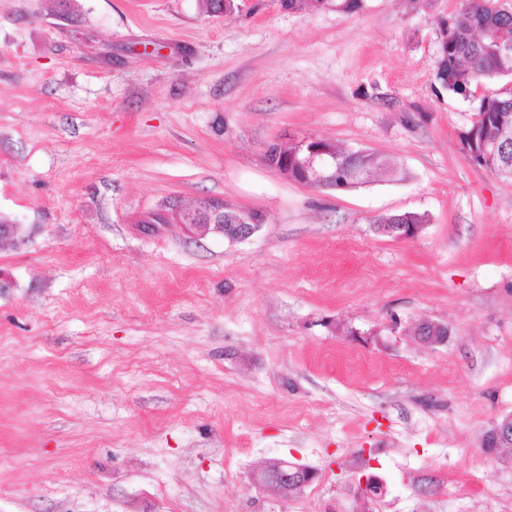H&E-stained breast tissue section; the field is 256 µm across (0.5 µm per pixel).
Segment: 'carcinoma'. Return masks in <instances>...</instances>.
<instances>
[{"mask_svg":"<svg viewBox=\"0 0 512 512\" xmlns=\"http://www.w3.org/2000/svg\"><path fill=\"white\" fill-rule=\"evenodd\" d=\"M304 1L314 9L334 7L352 12L360 8L362 0H279L284 9H292ZM204 11L211 15L230 16L237 9L236 0H201ZM503 31L506 34L500 46H489L486 33ZM512 78V13L497 8L493 0H463L462 8L441 35L440 52L436 59V79L448 92L467 97L472 87L485 80ZM507 128L512 136V87L502 88L492 96L481 100L476 121L470 130L476 131L475 144L467 147L493 145L501 128ZM336 157V181L320 184L309 180L310 186L319 190L336 191L357 188L383 175L395 177L397 166L388 158L376 153H365L353 162V153L335 142L324 139L319 143ZM307 156L306 148L280 147L271 144L265 151L270 166L283 160L301 162Z\"/></svg>","mask_w":512,"mask_h":512,"instance_id":"cac0c4a2","label":"carcinoma"}]
</instances>
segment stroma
Returning <instances> with one entry per match:
<instances>
[{"label":"stroma","mask_w":512,"mask_h":512,"mask_svg":"<svg viewBox=\"0 0 512 512\" xmlns=\"http://www.w3.org/2000/svg\"><path fill=\"white\" fill-rule=\"evenodd\" d=\"M238 4L0 0V512H357L364 473L374 512H512V180L461 143L502 83L435 78L461 0ZM305 136L406 177L291 181L265 150ZM206 197L267 219L141 231ZM273 458L319 476L280 499ZM279 2L284 9H293L298 2H306L314 9L334 7L336 10L352 12L360 8L362 0H279ZM409 214L407 218L404 214ZM403 215V216H402ZM401 216V217H400ZM399 224H391L395 218H398ZM427 214L417 212H405L402 214L383 215L378 217L373 224L375 233L381 236L391 238L396 241H409L415 239L428 224ZM409 332L417 342L427 347L446 345L450 336L448 325L430 319L412 324ZM483 448L488 453L498 448H512V414L493 423L485 434ZM358 496L361 504V511L373 512L371 504L384 496L385 486L383 481L375 475L362 474L358 479Z\"/></svg>","instance_id":"obj_1"}]
</instances>
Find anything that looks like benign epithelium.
Masks as SVG:
<instances>
[{"mask_svg":"<svg viewBox=\"0 0 512 512\" xmlns=\"http://www.w3.org/2000/svg\"><path fill=\"white\" fill-rule=\"evenodd\" d=\"M172 216L175 223L186 231L204 237L210 233L220 234L231 242L246 241L262 228V221L245 212L241 217L236 214H224V203L203 201L195 207H184L172 202ZM406 216L399 217L397 224H375V233L396 241H409L416 238L424 229L422 224L405 223ZM414 339L427 347L443 346L448 343L450 331L448 325L422 319L409 329ZM483 448L491 453L498 448H512V414L495 421L485 434ZM318 472L305 465L284 459H273L253 474V482L260 488L270 489L280 497L287 499L301 489L311 485ZM385 486L375 475L363 474L358 479V496L362 512H373L371 504L383 497Z\"/></svg>","mask_w":512,"mask_h":512,"instance_id":"1","label":"benign epithelium"}]
</instances>
